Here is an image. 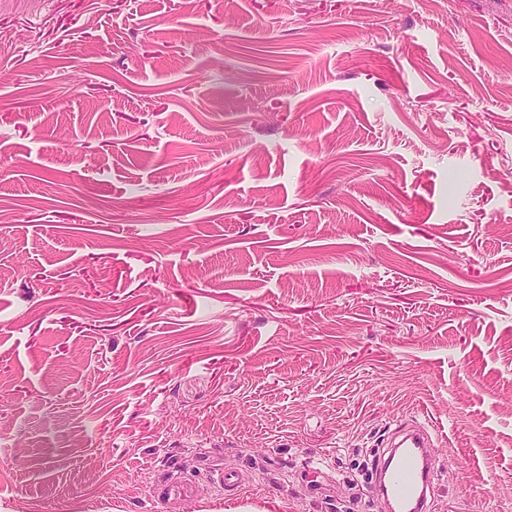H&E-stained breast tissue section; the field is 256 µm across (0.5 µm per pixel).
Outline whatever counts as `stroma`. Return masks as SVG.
Segmentation results:
<instances>
[{"instance_id":"obj_1","label":"stroma","mask_w":512,"mask_h":512,"mask_svg":"<svg viewBox=\"0 0 512 512\" xmlns=\"http://www.w3.org/2000/svg\"><path fill=\"white\" fill-rule=\"evenodd\" d=\"M412 417L512 512V0H0V512H385ZM199 492V487L195 483L184 479H176L161 488L157 492L156 497L159 501L165 502L166 500L177 499L188 494L198 495Z\"/></svg>"}]
</instances>
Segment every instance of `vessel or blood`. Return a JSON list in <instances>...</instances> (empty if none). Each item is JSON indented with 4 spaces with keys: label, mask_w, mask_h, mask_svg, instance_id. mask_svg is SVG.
<instances>
[{
    "label": "vessel or blood",
    "mask_w": 512,
    "mask_h": 512,
    "mask_svg": "<svg viewBox=\"0 0 512 512\" xmlns=\"http://www.w3.org/2000/svg\"><path fill=\"white\" fill-rule=\"evenodd\" d=\"M431 436L420 422L399 425L372 469L371 493L388 498L395 512H429L435 461L427 453ZM198 486L184 479L167 483L157 492L159 501L198 493Z\"/></svg>",
    "instance_id": "b4317fda"
}]
</instances>
